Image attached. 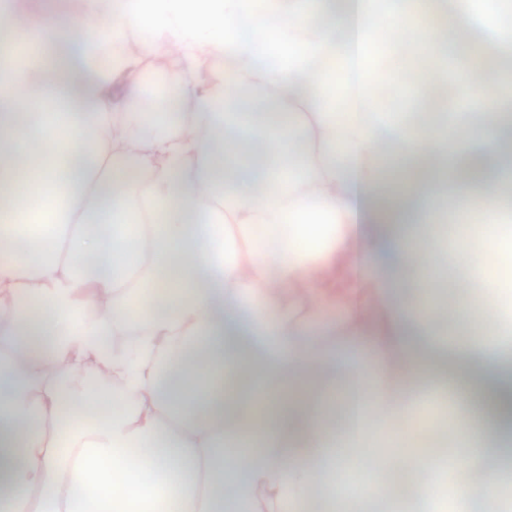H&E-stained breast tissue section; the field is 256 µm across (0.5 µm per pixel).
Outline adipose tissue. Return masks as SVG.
<instances>
[{
    "mask_svg": "<svg viewBox=\"0 0 512 512\" xmlns=\"http://www.w3.org/2000/svg\"><path fill=\"white\" fill-rule=\"evenodd\" d=\"M82 3L5 4L8 38L27 34L42 62L0 56V512H296L317 496L407 512L383 477L367 497L342 490L343 447L373 440L391 467L389 427L420 387L446 398L443 361L486 412L456 423L453 456L476 474L457 498L487 512L512 444V336L494 299L464 300L474 331L449 336L440 304L393 283L464 251L465 233L421 213L512 198L499 80L472 72L487 106L448 131L419 102L407 121L378 111L386 37L436 46L419 0ZM449 9L452 48L512 60V7L484 30L472 0ZM149 69L178 82L166 127L144 121ZM256 92L275 122L240 108ZM247 142L276 166L253 169ZM50 154L87 162L18 190L20 161ZM420 162L385 211L381 170ZM481 234V278L512 288V225ZM230 370L248 386L226 388Z\"/></svg>",
    "mask_w": 512,
    "mask_h": 512,
    "instance_id": "obj_1",
    "label": "adipose tissue"
}]
</instances>
